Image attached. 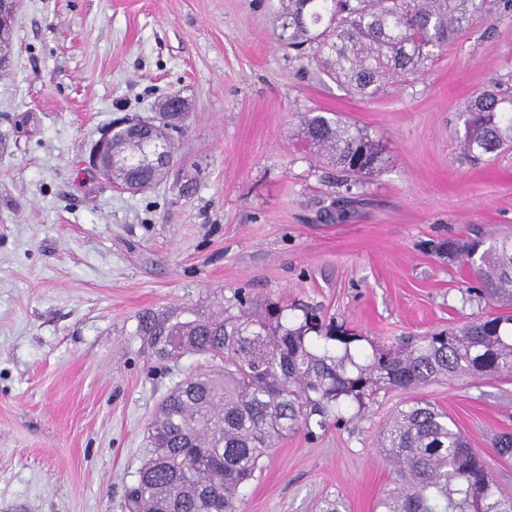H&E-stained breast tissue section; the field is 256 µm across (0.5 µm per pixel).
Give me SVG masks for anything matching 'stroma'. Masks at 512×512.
<instances>
[{"instance_id": "35a3bbf8", "label": "stroma", "mask_w": 512, "mask_h": 512, "mask_svg": "<svg viewBox=\"0 0 512 512\" xmlns=\"http://www.w3.org/2000/svg\"><path fill=\"white\" fill-rule=\"evenodd\" d=\"M275 0H19L0 75V512H127L160 400L200 355L160 361L139 317L206 316L236 289L320 308L358 352L487 313L449 239L512 237V151L463 159L459 109L492 80L512 88V7L494 0L422 74L351 97L279 38ZM171 93L190 114L174 141L197 186L143 193L96 177L82 148L119 117L151 118ZM364 128L381 168L353 194L300 148L305 113ZM343 200L347 221L322 223ZM431 401L512 497V378L439 380L349 408L315 438L280 439L242 512H381L393 467L382 423Z\"/></svg>"}]
</instances>
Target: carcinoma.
<instances>
[{
	"label": "carcinoma",
	"instance_id": "cac0c4a2",
	"mask_svg": "<svg viewBox=\"0 0 512 512\" xmlns=\"http://www.w3.org/2000/svg\"><path fill=\"white\" fill-rule=\"evenodd\" d=\"M490 0H278L275 17L288 46L341 89L372 98L387 85L418 73L435 51L475 19ZM168 95L146 130L127 129L112 140L124 177L140 190L164 180L177 165L169 128ZM464 155L484 161L512 148V97L493 82L458 113ZM299 140L351 185L380 166L378 145L354 123L309 113ZM333 224L345 216L331 201L318 210ZM437 250L467 264L468 288L495 312L427 334L417 343L379 347L357 361L360 336L304 308L292 325L286 308L265 307L238 289L220 315L175 320L148 313L137 332L161 359L203 355L216 368L188 374L159 405L151 449L127 492L128 512H239L241 490L275 442L295 430L316 436L343 420L342 407L376 390H414L444 378L512 376V238L483 245L447 242ZM380 448L397 480L382 512H512L489 463L468 447L448 413L414 398L380 431ZM494 455L512 457V433L494 439Z\"/></svg>",
	"mask_w": 512,
	"mask_h": 512
}]
</instances>
